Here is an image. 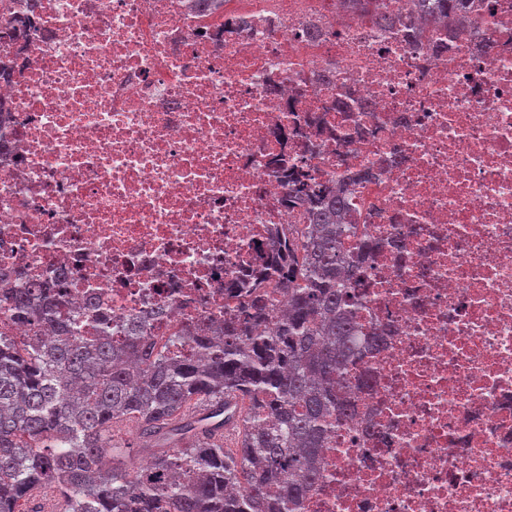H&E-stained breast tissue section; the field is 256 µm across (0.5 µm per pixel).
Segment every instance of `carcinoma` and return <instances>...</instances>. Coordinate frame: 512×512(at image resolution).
<instances>
[{
  "label": "carcinoma",
  "instance_id": "cac0c4a2",
  "mask_svg": "<svg viewBox=\"0 0 512 512\" xmlns=\"http://www.w3.org/2000/svg\"><path fill=\"white\" fill-rule=\"evenodd\" d=\"M341 7L372 12L382 28L398 22L378 0ZM492 10L475 0L414 8L426 24L459 27ZM366 178L334 190L309 174L288 182L289 201L308 214L305 240L276 237L280 253L237 285L248 297L238 313L209 336L186 329L162 351L135 323L124 345L106 326L79 335L52 288L7 292L33 335L21 346L0 336V512L35 497L49 512H297L321 478L324 448L355 416L350 367L384 343L360 335L358 285L387 243L346 223L352 187ZM271 284L288 294L284 317ZM124 420L149 440L135 470L114 442Z\"/></svg>",
  "mask_w": 512,
  "mask_h": 512
}]
</instances>
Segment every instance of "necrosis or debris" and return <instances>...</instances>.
Here are the masks:
<instances>
[{"instance_id": "4bbe7bcc", "label": "necrosis or debris", "mask_w": 512, "mask_h": 512, "mask_svg": "<svg viewBox=\"0 0 512 512\" xmlns=\"http://www.w3.org/2000/svg\"><path fill=\"white\" fill-rule=\"evenodd\" d=\"M337 3L0 0V272L165 339L304 224L289 173L367 172L384 343L299 512H512V0L453 32Z\"/></svg>"}]
</instances>
